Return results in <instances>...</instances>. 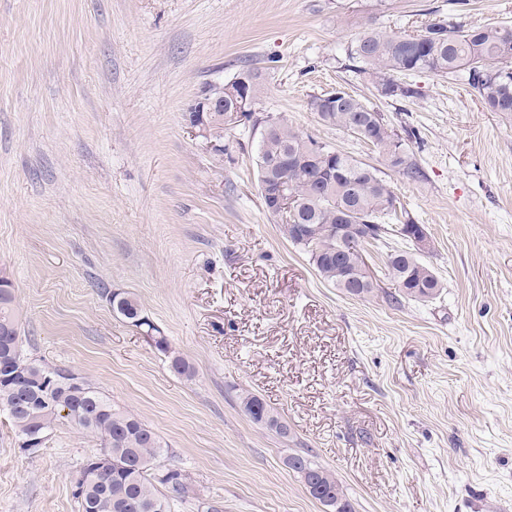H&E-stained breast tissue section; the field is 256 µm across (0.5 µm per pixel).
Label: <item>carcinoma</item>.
Instances as JSON below:
<instances>
[{"mask_svg": "<svg viewBox=\"0 0 512 512\" xmlns=\"http://www.w3.org/2000/svg\"><path fill=\"white\" fill-rule=\"evenodd\" d=\"M512 27L488 24L466 28L445 17L431 20L414 35L390 34L366 26L348 46L351 69L362 74L383 98L413 100L418 87L402 82L400 75L433 73L453 77L467 74V84L491 112H512ZM258 73L246 68L224 88V111L232 112L241 91L260 100ZM310 111L326 125L349 130L363 128L366 141L379 150L389 167L415 181L420 168L408 151L412 133L401 136L368 101L344 86L308 101ZM270 132L257 135L258 187L288 176L291 208L281 213V231L300 246L318 274L352 297L373 292L365 275L367 247L387 249L385 275L400 303L430 301L440 297L442 285L427 265L416 257L413 237L417 224L404 214L403 224L386 219L397 215L401 203L394 188L376 167L343 153L330 144L295 130L282 116H272ZM339 224L362 226L357 237L340 241L333 234ZM112 309L136 327L153 332L155 346L168 351L160 330L141 315L138 302L128 295H111ZM18 319L11 289L0 288V359L22 368L23 389L0 385V410L9 414L20 448L38 453L56 425L66 421L97 436L102 452L96 455L108 476L99 477L83 465L74 484L81 512H171V503L184 490L183 475L169 470L153 482L151 466L165 448L159 437L138 417L116 408L98 387L70 370L28 356L20 342ZM81 406L77 416L65 409ZM244 412L256 423L279 435L288 427L258 395L240 396ZM288 467L300 475L308 493L327 512H352L342 485L325 467L305 452L288 456ZM167 487L161 492L156 484Z\"/></svg>", "mask_w": 512, "mask_h": 512, "instance_id": "carcinoma-1", "label": "carcinoma"}]
</instances>
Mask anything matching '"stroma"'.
<instances>
[{"mask_svg": "<svg viewBox=\"0 0 512 512\" xmlns=\"http://www.w3.org/2000/svg\"><path fill=\"white\" fill-rule=\"evenodd\" d=\"M439 16L512 26V0H0V274L23 348L159 436L154 474L185 477L172 512H325L285 464L298 451L353 512H512V113L461 75L374 98L414 133L425 176L408 181L308 108L339 84L369 95L346 68L365 22L412 34ZM246 66L260 109L384 170L426 229L438 299L390 304L377 248L371 295L325 282L265 207L251 122L195 134L200 88ZM245 390L287 436L244 413ZM100 450L63 422L28 454L0 411V512H79L74 480ZM112 300V309L117 314L121 315L130 322L135 327H145L147 333L150 331L153 332V336H150L154 341L155 346L163 351L168 352V343L165 336H161L160 330L154 325L148 323L141 315V309L138 302L128 295L118 294L111 295Z\"/></svg>", "mask_w": 512, "mask_h": 512, "instance_id": "35a3bbf8", "label": "stroma"}]
</instances>
